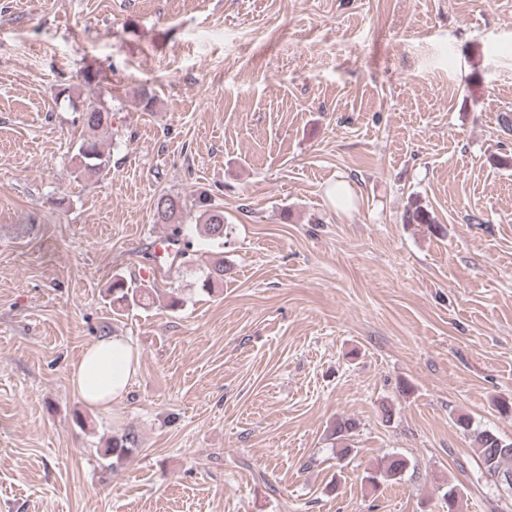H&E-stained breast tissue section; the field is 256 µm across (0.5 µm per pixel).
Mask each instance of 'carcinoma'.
<instances>
[{
	"mask_svg": "<svg viewBox=\"0 0 512 512\" xmlns=\"http://www.w3.org/2000/svg\"><path fill=\"white\" fill-rule=\"evenodd\" d=\"M81 119L83 127L90 135L82 138L74 158L77 159L78 167L82 168V171L96 173L105 169L109 163V157L105 153L103 143L96 138V132L112 125V112L103 101L90 99L84 101ZM180 213L181 204L177 197L169 194L158 196L153 214L154 223L168 226L172 238L183 240L185 249L179 252V256L189 264L195 260L198 243L179 221ZM403 220L406 224H434L428 210L417 204L406 210ZM196 223L202 225L206 239L213 242L224 240V211L209 203L206 198L199 200ZM224 272V258L215 259L202 279L201 288L208 293L214 292V286L224 282ZM107 293L113 310L118 313L134 307L145 308L154 303V289L142 283H129L122 277L112 280ZM456 425L473 438V451L478 460L481 477L496 487L501 486L512 492V443L502 439L491 429H472L469 417L464 414L457 416ZM134 447V433L114 435L103 448V456L116 465L127 460ZM409 466L410 462L404 456L386 455L371 472L367 473L365 479L376 488L381 484L401 479Z\"/></svg>",
	"mask_w": 512,
	"mask_h": 512,
	"instance_id": "1",
	"label": "carcinoma"
}]
</instances>
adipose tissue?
<instances>
[{
    "instance_id": "obj_1",
    "label": "adipose tissue",
    "mask_w": 512,
    "mask_h": 512,
    "mask_svg": "<svg viewBox=\"0 0 512 512\" xmlns=\"http://www.w3.org/2000/svg\"><path fill=\"white\" fill-rule=\"evenodd\" d=\"M138 352L121 336L96 339L72 367L69 385L87 406L111 412L125 398L138 370Z\"/></svg>"
}]
</instances>
